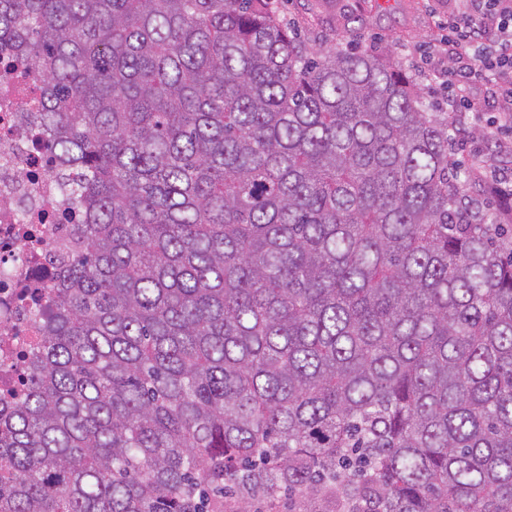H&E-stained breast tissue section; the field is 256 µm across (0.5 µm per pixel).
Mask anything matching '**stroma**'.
<instances>
[{"mask_svg":"<svg viewBox=\"0 0 512 512\" xmlns=\"http://www.w3.org/2000/svg\"><path fill=\"white\" fill-rule=\"evenodd\" d=\"M282 17L305 37L342 38L382 53L413 75L427 101L444 103L446 93L432 73L430 52L444 36L440 26L456 11V0H276ZM449 121L458 175L470 195L488 200L499 223L512 228V122L499 112H453Z\"/></svg>","mask_w":512,"mask_h":512,"instance_id":"stroma-1","label":"stroma"}]
</instances>
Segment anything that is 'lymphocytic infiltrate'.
<instances>
[{
  "mask_svg": "<svg viewBox=\"0 0 512 512\" xmlns=\"http://www.w3.org/2000/svg\"><path fill=\"white\" fill-rule=\"evenodd\" d=\"M448 19V61L436 77L452 91L451 110L472 108L475 82L487 86V105L512 112V0H460Z\"/></svg>",
  "mask_w": 512,
  "mask_h": 512,
  "instance_id": "1",
  "label": "lymphocytic infiltrate"
}]
</instances>
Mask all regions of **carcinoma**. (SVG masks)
I'll return each mask as SVG.
<instances>
[{
    "label": "carcinoma",
    "mask_w": 512,
    "mask_h": 512,
    "mask_svg": "<svg viewBox=\"0 0 512 512\" xmlns=\"http://www.w3.org/2000/svg\"><path fill=\"white\" fill-rule=\"evenodd\" d=\"M82 204L0 512H512V239L448 113L273 0H0Z\"/></svg>",
    "instance_id": "obj_1"
}]
</instances>
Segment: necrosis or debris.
Wrapping results in <instances>:
<instances>
[{
  "label": "necrosis or debris",
  "mask_w": 512,
  "mask_h": 512,
  "mask_svg": "<svg viewBox=\"0 0 512 512\" xmlns=\"http://www.w3.org/2000/svg\"><path fill=\"white\" fill-rule=\"evenodd\" d=\"M40 76L20 64L0 78V395H23L31 354L40 345L38 309L53 298L57 258L70 244L50 158L31 122Z\"/></svg>",
  "instance_id": "necrosis-or-debris-1"
}]
</instances>
